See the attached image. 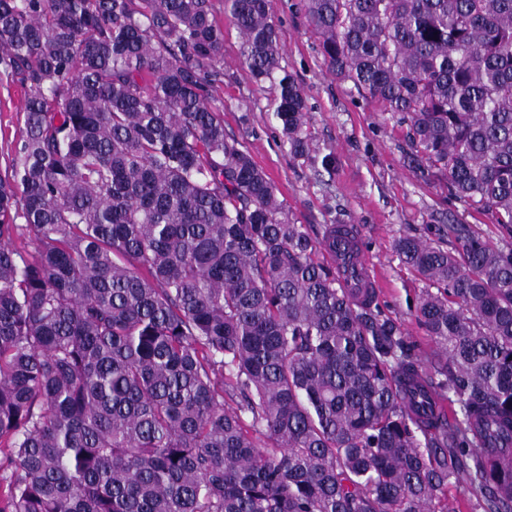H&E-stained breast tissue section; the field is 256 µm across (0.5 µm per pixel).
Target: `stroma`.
<instances>
[{"label": "stroma", "mask_w": 512, "mask_h": 512, "mask_svg": "<svg viewBox=\"0 0 512 512\" xmlns=\"http://www.w3.org/2000/svg\"><path fill=\"white\" fill-rule=\"evenodd\" d=\"M211 3L224 29V76L215 96L224 103L225 132L243 143L301 223L317 232L326 224L357 227L378 278L383 309L401 322L416 352L432 356L436 346L413 316L425 283L399 260L395 240L404 235L434 238L436 226L452 220L478 226L498 245L499 226L453 199L445 172L416 170L406 126L397 125L351 82L328 73L302 0H270L281 29L282 64L307 93V132L317 147L308 157L293 158L281 144L270 85L256 84L243 64L241 38L223 0ZM22 99L19 84L0 77V175L15 156L24 125ZM329 152L335 163L328 172L321 158Z\"/></svg>", "instance_id": "35a3bbf8"}]
</instances>
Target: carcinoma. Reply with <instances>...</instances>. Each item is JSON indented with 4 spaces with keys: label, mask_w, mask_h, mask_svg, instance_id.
I'll return each mask as SVG.
<instances>
[{
    "label": "carcinoma",
    "mask_w": 512,
    "mask_h": 512,
    "mask_svg": "<svg viewBox=\"0 0 512 512\" xmlns=\"http://www.w3.org/2000/svg\"><path fill=\"white\" fill-rule=\"evenodd\" d=\"M292 156L269 0H224ZM328 71L512 234V0H304ZM210 0H0V512H512V243L406 235L422 358L353 293L212 97ZM430 391L448 410L420 413ZM19 84L0 77V175H4L15 156L18 130L24 126Z\"/></svg>",
    "instance_id": "cac0c4a2"
}]
</instances>
